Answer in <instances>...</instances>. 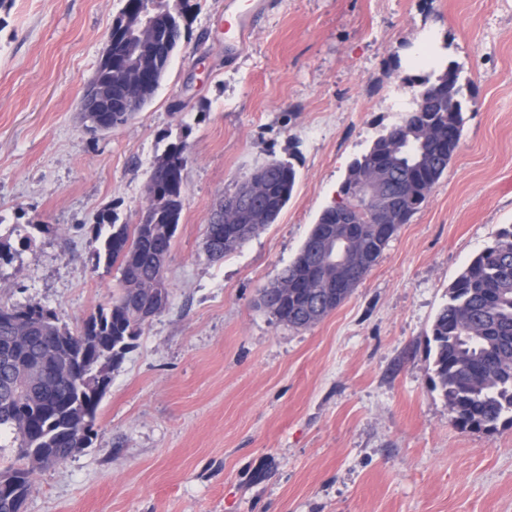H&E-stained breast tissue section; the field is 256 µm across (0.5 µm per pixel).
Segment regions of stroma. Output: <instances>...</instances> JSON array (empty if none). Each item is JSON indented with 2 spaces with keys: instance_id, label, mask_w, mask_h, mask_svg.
Here are the masks:
<instances>
[{
  "instance_id": "obj_1",
  "label": "stroma",
  "mask_w": 512,
  "mask_h": 512,
  "mask_svg": "<svg viewBox=\"0 0 512 512\" xmlns=\"http://www.w3.org/2000/svg\"><path fill=\"white\" fill-rule=\"evenodd\" d=\"M189 37L143 112L93 134L81 101L123 0L0 8V304L71 330L108 307L100 213L139 223L151 167L190 146L166 308L111 369L98 435L40 470L24 512H512V425L457 427L433 386L431 327L464 265L512 224V0H259L224 48L237 0H193ZM460 67L464 127L447 172L336 309L293 328L260 308L350 163L402 123L395 97ZM292 162L275 223L220 260L218 202ZM255 3L245 1L240 9L224 17V46L231 50H240L253 33Z\"/></svg>"
}]
</instances>
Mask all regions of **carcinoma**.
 I'll return each instance as SVG.
<instances>
[{
    "label": "carcinoma",
    "mask_w": 512,
    "mask_h": 512,
    "mask_svg": "<svg viewBox=\"0 0 512 512\" xmlns=\"http://www.w3.org/2000/svg\"><path fill=\"white\" fill-rule=\"evenodd\" d=\"M147 11L154 15L155 74L148 86L125 103L119 90L112 89V111L83 116L112 127L127 124L153 98L170 61L187 36L186 13L165 9L164 0H124V7L112 24L109 44L94 79L109 80L130 57L131 45L124 22ZM453 75L448 95L435 100L431 111L409 112L403 123L381 135L368 151L353 160L341 187L342 204L357 219L355 228L360 250L351 261L361 264L363 274L352 279L348 291L365 278L401 225L426 201L423 190H432L448 168L461 139L464 116L460 70L448 65L438 79ZM432 133L437 156L426 160L411 151L396 148L398 137L409 138L416 126ZM189 161V144L180 140L168 145L153 165L148 190L151 204L143 219L128 231L109 215H101L93 227L94 238L107 224L111 233L103 241L107 264L121 269V287L112 304L87 318L82 327L70 330L57 313L40 305H0V438L19 448L22 465L0 471V512H23L40 462L66 460L69 448H87L97 437V412L109 382H99L118 365L146 319L122 304L129 280L128 272L157 280L168 289L160 257L170 253L172 239L181 218L184 201V171ZM266 184L268 205L259 220L272 224L290 200L296 171L291 163L273 161L259 168ZM373 174L380 185L378 200L386 227L370 223L372 203L346 188ZM243 222L230 198L214 210L205 241L213 249L227 253L239 246L230 237L233 225ZM325 225L341 234L345 225L336 215V205L327 207L313 226ZM313 239L307 238L280 280L293 284L288 300L270 314L279 322L306 328L300 317L303 280L314 275ZM434 343V386L439 388L462 429L491 431L502 421L512 424V224L502 228L495 243L475 255L448 287V302L432 324ZM20 382L30 385L26 400L14 394Z\"/></svg>",
    "instance_id": "carcinoma-1"
}]
</instances>
